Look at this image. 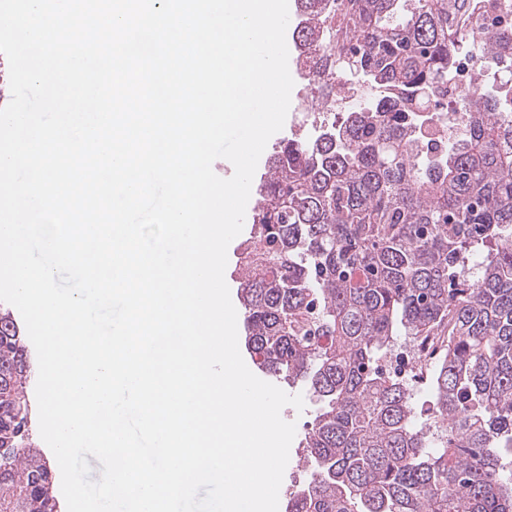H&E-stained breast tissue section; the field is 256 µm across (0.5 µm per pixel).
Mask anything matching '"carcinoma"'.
I'll return each mask as SVG.
<instances>
[{
  "mask_svg": "<svg viewBox=\"0 0 512 512\" xmlns=\"http://www.w3.org/2000/svg\"><path fill=\"white\" fill-rule=\"evenodd\" d=\"M478 0H296L312 112L341 121L273 148L238 246L246 347L319 408L312 480L285 512H512V26L476 31ZM500 68L431 149L458 50ZM443 337L437 435L413 389L378 368L396 337ZM30 363L0 312V512H57L26 441Z\"/></svg>",
  "mask_w": 512,
  "mask_h": 512,
  "instance_id": "carcinoma-1",
  "label": "carcinoma"
}]
</instances>
